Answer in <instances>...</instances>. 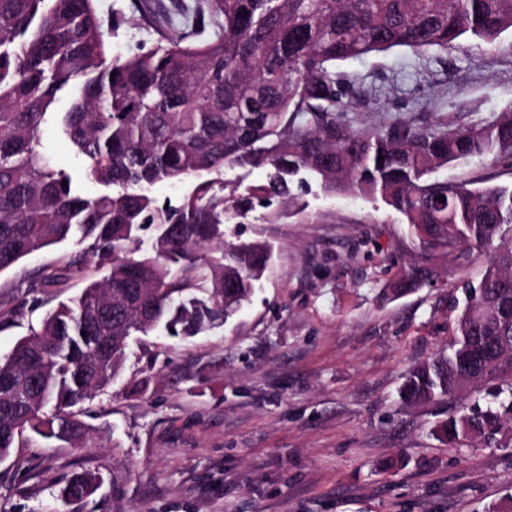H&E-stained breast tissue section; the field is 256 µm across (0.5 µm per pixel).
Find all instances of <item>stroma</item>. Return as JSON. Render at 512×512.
Masks as SVG:
<instances>
[{
  "instance_id": "stroma-1",
  "label": "stroma",
  "mask_w": 512,
  "mask_h": 512,
  "mask_svg": "<svg viewBox=\"0 0 512 512\" xmlns=\"http://www.w3.org/2000/svg\"><path fill=\"white\" fill-rule=\"evenodd\" d=\"M135 0H95L119 19L110 56L152 48ZM356 93L357 123L443 112L465 126L512 107V33L495 47L470 40L445 53L401 49L342 62ZM43 143L77 191L100 193L65 138ZM451 179L512 185V167L480 159L449 167ZM295 206L255 204L224 213L230 241L273 247L269 269L230 321L189 339L157 331L130 340L121 374L82 406L86 435L73 446L29 435L0 462V512H61L58 480L101 476L96 512H486L512 495V447H451L434 430L454 401L405 404L409 367L446 350L448 301L481 281L493 246L441 262L439 283L397 300L381 290L420 249L400 214L381 203L295 191ZM79 237L0 273V354L38 329L108 269L85 270L39 288L43 305L20 304L14 285L61 267ZM147 380L131 395V380ZM407 461L384 469L392 457Z\"/></svg>"
}]
</instances>
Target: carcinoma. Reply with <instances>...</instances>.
Instances as JSON below:
<instances>
[{
    "label": "carcinoma",
    "mask_w": 512,
    "mask_h": 512,
    "mask_svg": "<svg viewBox=\"0 0 512 512\" xmlns=\"http://www.w3.org/2000/svg\"><path fill=\"white\" fill-rule=\"evenodd\" d=\"M138 10L156 44L112 58L94 0H0V273L75 234L87 246L63 270L110 264L0 356V461L27 431L82 438L80 406L121 373L129 338L158 329L191 338L235 316L272 252L224 242V210L287 203L294 185L311 182L380 200L408 224L421 262L395 274L387 299L434 280L438 260L499 240L480 284L448 306V351L412 366L401 395L424 403L495 379V405L455 410L436 433L454 446L512 431V186L442 174L472 158L512 165V109L464 127L402 114L356 125L353 90L336 72L394 48L420 55L465 38L493 47L512 32V0H179L172 11L141 0ZM198 23L209 39L191 40ZM64 92L72 101L60 114ZM52 121L103 193L80 196L54 164L42 140ZM231 167H263L267 180L224 196L216 177ZM188 179L194 189L177 207L150 195L158 182ZM98 485L95 473L74 472L58 499L87 503Z\"/></svg>",
    "instance_id": "obj_1"
}]
</instances>
